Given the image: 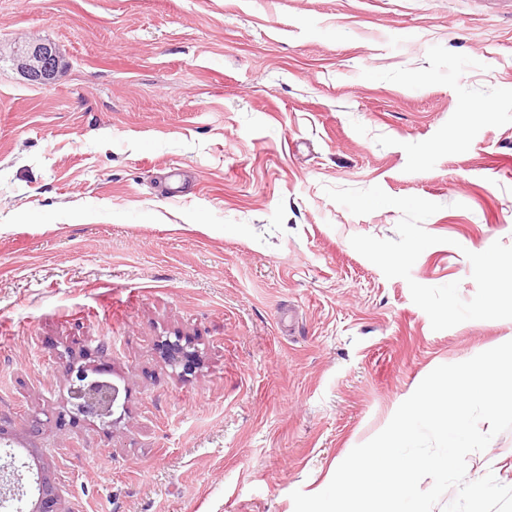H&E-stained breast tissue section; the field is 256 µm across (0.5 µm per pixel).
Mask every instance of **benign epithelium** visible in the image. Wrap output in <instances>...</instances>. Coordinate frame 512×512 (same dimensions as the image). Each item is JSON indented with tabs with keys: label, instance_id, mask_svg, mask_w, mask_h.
Listing matches in <instances>:
<instances>
[{
	"label": "benign epithelium",
	"instance_id": "1",
	"mask_svg": "<svg viewBox=\"0 0 512 512\" xmlns=\"http://www.w3.org/2000/svg\"><path fill=\"white\" fill-rule=\"evenodd\" d=\"M16 70L27 81L48 84L61 68L56 46L45 41H31L14 51ZM162 359L182 373L192 372L201 364V354L193 342L183 336L166 337L160 341ZM68 404L71 413L98 421L109 428L115 424L112 416L120 407L121 389L106 377V373L86 366H70ZM21 475L17 472L0 474V505L23 499ZM29 512H64L57 483L46 474L40 475L39 493Z\"/></svg>",
	"mask_w": 512,
	"mask_h": 512
}]
</instances>
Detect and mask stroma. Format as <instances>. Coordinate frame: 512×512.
Instances as JSON below:
<instances>
[{
    "label": "stroma",
    "mask_w": 512,
    "mask_h": 512,
    "mask_svg": "<svg viewBox=\"0 0 512 512\" xmlns=\"http://www.w3.org/2000/svg\"><path fill=\"white\" fill-rule=\"evenodd\" d=\"M33 39L52 84L10 60ZM375 185L441 206L410 279L350 244L400 212L324 192ZM496 241L512 0H0V467L48 468L64 512H294L434 368L512 336L433 330L408 286L471 299ZM178 333L205 351L183 378ZM73 363L127 386L122 422L71 418ZM489 473L512 486V430L468 455ZM16 70L27 81L48 84L54 80L61 68V59L56 46L45 41H30L14 51ZM162 359L173 369L182 368L180 374L195 372L201 364V354L190 339L183 336H170L160 341Z\"/></svg>",
    "instance_id": "obj_1"
}]
</instances>
